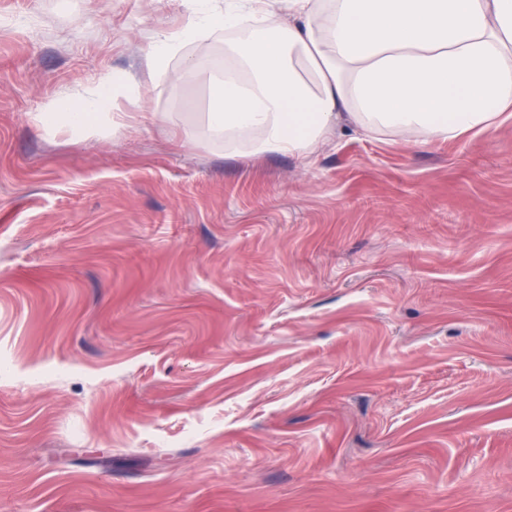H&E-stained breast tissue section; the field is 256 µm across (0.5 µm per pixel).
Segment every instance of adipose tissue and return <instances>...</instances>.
Returning <instances> with one entry per match:
<instances>
[{"label": "adipose tissue", "mask_w": 512, "mask_h": 512, "mask_svg": "<svg viewBox=\"0 0 512 512\" xmlns=\"http://www.w3.org/2000/svg\"><path fill=\"white\" fill-rule=\"evenodd\" d=\"M188 22L147 52L166 70L185 43L240 30L230 66L215 73L210 138L252 154L312 158L341 122L421 142L485 130L512 111V0H185ZM41 113L44 131H93L113 91Z\"/></svg>", "instance_id": "1"}]
</instances>
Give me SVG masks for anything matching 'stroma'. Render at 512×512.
<instances>
[{
    "label": "stroma",
    "mask_w": 512,
    "mask_h": 512,
    "mask_svg": "<svg viewBox=\"0 0 512 512\" xmlns=\"http://www.w3.org/2000/svg\"><path fill=\"white\" fill-rule=\"evenodd\" d=\"M187 15L0 0V512H512V118L230 149ZM129 82L130 77L127 74H121L115 79L112 77L101 86L94 96L84 99L79 104H58L48 112H42L38 117V124L46 132L58 128L61 123L70 125L77 130L91 132L102 117L99 110L112 99V90L116 92L119 89H124Z\"/></svg>",
    "instance_id": "35a3bbf8"
}]
</instances>
